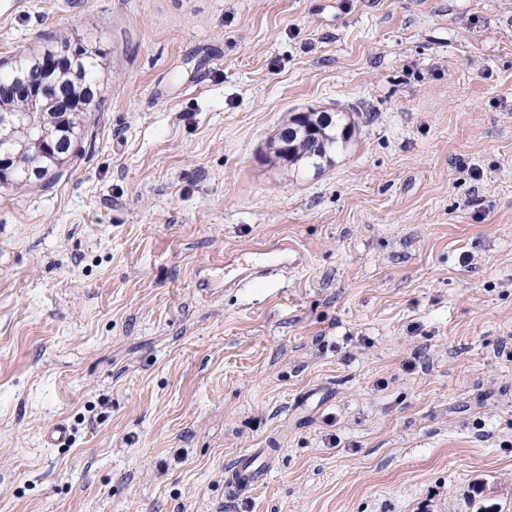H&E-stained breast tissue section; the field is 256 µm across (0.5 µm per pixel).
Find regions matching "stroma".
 <instances>
[{"instance_id": "1", "label": "stroma", "mask_w": 512, "mask_h": 512, "mask_svg": "<svg viewBox=\"0 0 512 512\" xmlns=\"http://www.w3.org/2000/svg\"><path fill=\"white\" fill-rule=\"evenodd\" d=\"M66 38L99 106L0 189V512H512V0H29L0 61ZM309 110L356 130L282 173ZM91 107V106H90ZM89 108H81L77 107L71 112L67 118V125L69 133L67 130H61L59 132V136H64V143L66 145V156L72 154L77 140L81 137V131L84 127V118L90 110ZM52 177V176H51ZM51 177L45 178V176L37 175L33 171V162L30 157H25L19 163L15 164L12 172V181L4 187H25L31 184L41 183L46 185L49 183ZM291 247L257 249L253 254L258 256V260L245 265L247 271L236 276L230 281L233 286L241 287L255 278H267L273 276L281 270L284 263H280L276 257L284 256ZM253 456H249L240 461L236 469L234 476V485L241 491L250 488L257 478L259 473V465L256 459H252Z\"/></svg>"}]
</instances>
